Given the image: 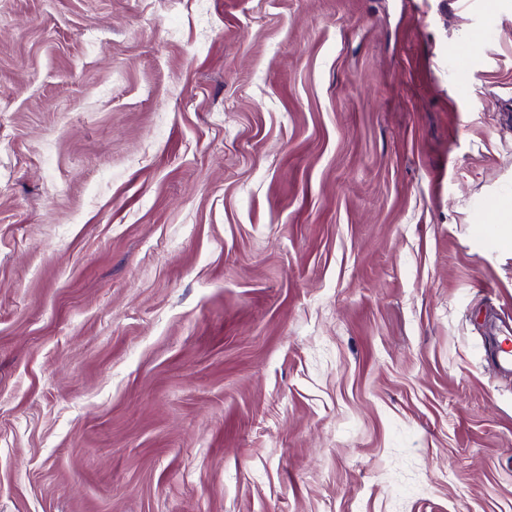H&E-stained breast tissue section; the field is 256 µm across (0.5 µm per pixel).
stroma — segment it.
<instances>
[{
  "mask_svg": "<svg viewBox=\"0 0 512 512\" xmlns=\"http://www.w3.org/2000/svg\"><path fill=\"white\" fill-rule=\"evenodd\" d=\"M493 196L512 0H0V512H512Z\"/></svg>",
  "mask_w": 512,
  "mask_h": 512,
  "instance_id": "obj_1",
  "label": "stroma"
}]
</instances>
